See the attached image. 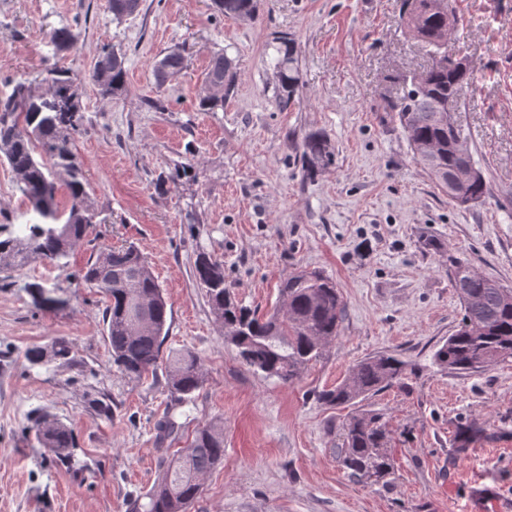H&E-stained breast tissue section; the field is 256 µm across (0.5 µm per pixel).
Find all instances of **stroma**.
<instances>
[{"label":"stroma","instance_id":"1","mask_svg":"<svg viewBox=\"0 0 512 512\" xmlns=\"http://www.w3.org/2000/svg\"><path fill=\"white\" fill-rule=\"evenodd\" d=\"M452 2L463 25L450 46L478 74L454 117L491 191L469 207L434 185L378 109L392 70L429 61L400 25L402 0H258L252 19L222 16L211 0H142L122 20L109 0H0V94L55 66L76 77V147L101 218L68 258L0 271V512H128L161 470L154 426L170 403L165 374L136 381L113 365L105 300L82 279L101 246L126 243L167 294L166 348L195 352L205 375L182 406L175 448L199 425L224 424V463L190 512H512V359L471 376L433 361L462 314L449 258L512 287V0ZM63 25L74 42L57 52L49 34ZM282 33L302 73L284 110L269 64ZM112 50L125 58L128 86L113 99L89 78ZM173 50L186 66L157 83L155 66ZM222 50L236 60L237 90L223 110L197 111L209 56ZM315 130L328 135L334 162L306 179L300 144ZM184 164L191 174H177ZM27 219L0 162V234ZM202 252L223 261L235 299L262 312L288 273L324 271L346 305L340 336L294 382L247 369L195 278ZM46 290L53 306L42 303ZM57 338L72 345L69 363L27 362V349ZM377 352L408 363L404 387L364 403L383 412L393 438L386 489L339 466L349 411L317 399ZM37 414L70 428L83 468L48 463ZM466 420L482 434L462 450L454 436Z\"/></svg>","mask_w":512,"mask_h":512}]
</instances>
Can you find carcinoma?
Masks as SVG:
<instances>
[{"instance_id": "cac0c4a2", "label": "carcinoma", "mask_w": 512, "mask_h": 512, "mask_svg": "<svg viewBox=\"0 0 512 512\" xmlns=\"http://www.w3.org/2000/svg\"><path fill=\"white\" fill-rule=\"evenodd\" d=\"M226 17H254L257 0H213ZM403 24L430 55L431 63L420 73L415 95L390 101L381 98V110L397 121L412 150L425 143L437 146L430 163L417 162L436 186L448 192V171L463 163L453 148L448 104H458L477 88V69L440 66L436 57L448 55V42L457 19L448 0H404ZM74 41L69 26L50 33L58 50ZM273 58L277 83L275 99L286 108L300 87V69L294 39L274 38ZM185 67L179 51L167 53L156 64L160 82L173 78ZM91 79L105 96L127 92L124 56L103 53L95 62ZM41 82L51 86L42 93L27 80L18 81L10 94L0 98V160L16 177L18 190L29 203L33 219L19 232L0 240V270L21 268L33 261L59 262L68 257L75 242L85 238L98 213L90 185L74 144L81 121V105L70 101L74 81L69 71L51 69ZM203 95L197 111L224 108L237 84L234 59L225 52L210 56ZM301 169L307 178L331 165L334 153L326 134L313 131L302 140ZM64 188L67 204L57 200ZM487 178L469 182L461 198L450 197L461 206L483 203L489 196ZM196 277L205 290L215 319L224 326L238 350L243 365L267 378L291 382L339 336L345 317V303L336 282L317 271L299 270L279 285V298L272 309L260 313L235 302L224 286L223 263L205 253L195 263ZM449 274L462 307L457 329L434 353V362L450 372L471 374L512 358V289L505 292L495 281L478 273L462 258L449 259ZM83 279L106 300L103 323L112 362L128 377L141 380L158 370L165 373L171 395L156 424V441L164 445L176 440L183 427L174 406L189 401L204 386L199 357L189 349L163 352L168 336V301L146 258L132 245L103 246L87 263ZM72 347L64 339L51 347H33L25 352L32 366L71 360ZM407 363L397 354L380 353L355 364L346 380L320 392L318 399L328 406H346L367 401L384 389L401 382ZM39 442L49 460L72 466L77 463L76 446L70 429L61 421L41 417L35 422ZM480 433L472 422L457 427V447L466 448ZM338 458L351 476L376 483H388L393 474L387 452L390 432L383 414L373 409L352 414L342 423ZM224 462V426L210 422L197 427L180 453L163 462L162 472L150 490L136 499L130 512H189L202 492L201 480Z\"/></svg>"}]
</instances>
